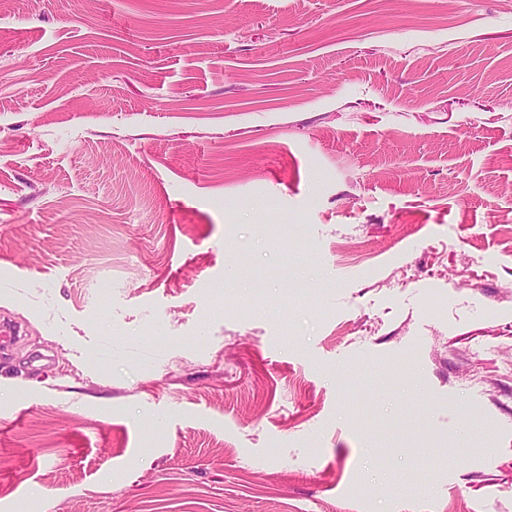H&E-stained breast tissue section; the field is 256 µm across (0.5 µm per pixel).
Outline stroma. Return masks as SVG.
<instances>
[{
  "instance_id": "stroma-1",
  "label": "stroma",
  "mask_w": 512,
  "mask_h": 512,
  "mask_svg": "<svg viewBox=\"0 0 512 512\" xmlns=\"http://www.w3.org/2000/svg\"><path fill=\"white\" fill-rule=\"evenodd\" d=\"M0 512H512V0H0Z\"/></svg>"
}]
</instances>
